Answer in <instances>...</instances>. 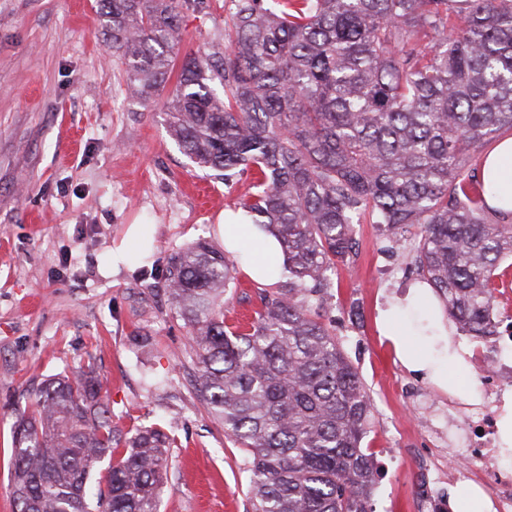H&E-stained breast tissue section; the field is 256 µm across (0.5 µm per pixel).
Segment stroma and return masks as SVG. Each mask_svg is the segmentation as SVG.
Returning <instances> with one entry per match:
<instances>
[{"mask_svg":"<svg viewBox=\"0 0 512 512\" xmlns=\"http://www.w3.org/2000/svg\"><path fill=\"white\" fill-rule=\"evenodd\" d=\"M230 0H185L180 54L224 42ZM163 103L127 89L95 0H0V512L10 495L17 414L45 378L93 367L114 421L172 440L160 512H247L244 454L193 395L188 330L166 302L173 253L220 247L217 224L250 181L200 169L169 134ZM145 225L147 263L112 264L128 225ZM353 270L320 308L375 407L363 441L383 475L375 512H416L419 459L447 466L448 411L478 405L479 380L440 385L411 372L379 311L413 281L375 225L357 227ZM361 313L350 323V308Z\"/></svg>","mask_w":512,"mask_h":512,"instance_id":"1","label":"stroma"}]
</instances>
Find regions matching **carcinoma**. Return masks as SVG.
Instances as JSON below:
<instances>
[{
  "mask_svg": "<svg viewBox=\"0 0 512 512\" xmlns=\"http://www.w3.org/2000/svg\"><path fill=\"white\" fill-rule=\"evenodd\" d=\"M97 2L132 95L169 90L171 137L226 182L253 176L237 209L281 245L245 324L224 322L235 259L198 241L165 274L191 388L246 452L248 512H374L372 400L315 309L355 262V225L376 224L456 334L499 335L512 210L487 206L477 171L512 134V0H231L224 51L183 58L182 0ZM170 445L112 420L93 367L50 378L13 428L17 512H159Z\"/></svg>",
  "mask_w": 512,
  "mask_h": 512,
  "instance_id": "cac0c4a2",
  "label": "carcinoma"
}]
</instances>
